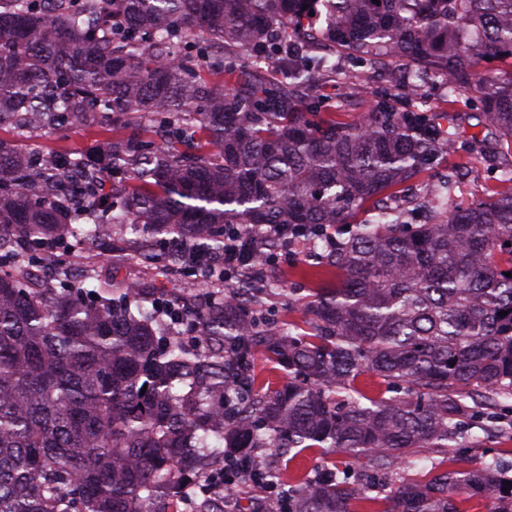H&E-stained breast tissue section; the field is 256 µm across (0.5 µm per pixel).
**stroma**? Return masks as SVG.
Instances as JSON below:
<instances>
[{
  "label": "stroma",
  "mask_w": 512,
  "mask_h": 512,
  "mask_svg": "<svg viewBox=\"0 0 512 512\" xmlns=\"http://www.w3.org/2000/svg\"><path fill=\"white\" fill-rule=\"evenodd\" d=\"M331 60L336 66L335 73L320 77L317 87L302 97L303 104L316 106L310 115L312 121H320L331 114L336 120L358 123L376 107L381 95L387 94L398 110L442 115L447 123L460 126L466 133L478 134L491 143L496 140L494 132L481 122L475 92L452 95L438 79L432 78L422 84L417 94L408 95L399 88L403 67L397 62L370 67L337 52L332 54ZM112 136V127L108 124L81 123L57 132H20L8 126L0 128V138L24 148L45 154L65 151L75 158L95 155L98 145ZM451 172L457 175L454 195L458 198L482 199L507 188L501 180L495 158L477 160L461 149L449 155L439 153L426 158L417 180L433 183ZM312 252V246L306 243L283 248L275 264L269 267V274L277 278L275 290L263 298L262 310L269 318L277 322L301 321L303 314L295 306V299L307 296L310 289L334 282V274L321 269L313 275L302 274L301 267ZM71 267L80 275L87 270L98 269L116 280L137 282L166 294L189 295L201 289L200 283L190 278L158 275L156 269L143 264L133 250L109 256L79 248L71 257ZM471 433V438L459 448L458 457L462 464L477 466L494 457L512 461V398H502L488 405L479 422L473 424ZM322 463L351 472L369 468L366 458L329 449L322 453H302L289 461L288 472L300 474Z\"/></svg>",
  "instance_id": "35a3bbf8"
}]
</instances>
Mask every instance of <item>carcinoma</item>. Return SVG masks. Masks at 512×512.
<instances>
[{
  "label": "carcinoma",
  "instance_id": "obj_1",
  "mask_svg": "<svg viewBox=\"0 0 512 512\" xmlns=\"http://www.w3.org/2000/svg\"><path fill=\"white\" fill-rule=\"evenodd\" d=\"M321 19L341 51L405 65L409 91L428 74L476 89L512 182V71L473 72L512 60V0H0V127L123 130L84 159L0 139V512H230L181 505L214 463L252 466L263 448H337L377 474L409 448L437 455L427 479L375 496L326 465L288 484L264 469L271 512H463L461 491L512 512V466L441 468L463 421L512 397V191L457 202L454 179L432 184L420 224L389 205L459 135L386 104L307 122L294 90L327 69L303 41ZM105 224L146 232L144 262L203 282L226 237L280 224L339 275L304 298L302 323L273 325L251 282L283 240L257 244L237 287L172 312L137 284L73 281L67 261L34 273L36 252L71 239L117 249ZM258 349L286 385L260 379ZM366 374L385 391L360 390Z\"/></svg>",
  "mask_w": 512,
  "mask_h": 512
}]
</instances>
